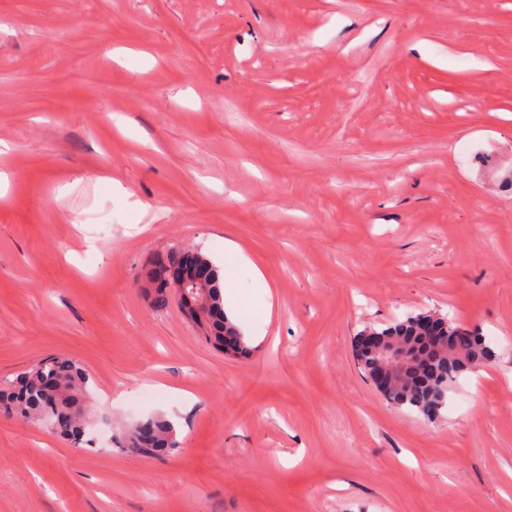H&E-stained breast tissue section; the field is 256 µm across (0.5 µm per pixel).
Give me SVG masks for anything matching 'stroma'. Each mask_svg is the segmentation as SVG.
Returning <instances> with one entry per match:
<instances>
[{
    "label": "stroma",
    "instance_id": "35a3bbf8",
    "mask_svg": "<svg viewBox=\"0 0 512 512\" xmlns=\"http://www.w3.org/2000/svg\"><path fill=\"white\" fill-rule=\"evenodd\" d=\"M189 246L249 355L151 308ZM434 311L495 357L430 420L353 343ZM51 355L93 444L0 412V512H512V0H0V385ZM176 433L167 419H147L128 431L127 447L146 458L168 455L177 449Z\"/></svg>",
    "mask_w": 512,
    "mask_h": 512
}]
</instances>
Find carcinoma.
Listing matches in <instances>:
<instances>
[{
    "label": "carcinoma",
    "instance_id": "carcinoma-1",
    "mask_svg": "<svg viewBox=\"0 0 512 512\" xmlns=\"http://www.w3.org/2000/svg\"><path fill=\"white\" fill-rule=\"evenodd\" d=\"M206 276L208 288L195 292L194 306L184 312L186 318L220 351L231 349L233 354L249 353V346L239 329L224 315V277L221 269L202 252L194 249V258L187 261L181 251L155 255L147 275L146 293L152 307L161 311L168 305L167 288L184 276ZM435 324L439 343L431 345L421 340L422 328ZM387 342L400 339L418 347L419 357L392 384L381 391L384 398L398 408L415 410L427 418L437 416L439 395L458 375L481 366L492 357L486 339L464 328L443 314L431 312L411 315L381 330L367 328ZM367 378L382 366L380 357L369 352L356 356ZM89 373L75 361L53 356L18 373L6 389H0V407L25 419L43 423L53 431L74 441L82 440L88 422L85 400L90 393ZM127 447L134 453L157 458L177 449L176 433L166 419H147L128 431Z\"/></svg>",
    "mask_w": 512,
    "mask_h": 512
}]
</instances>
